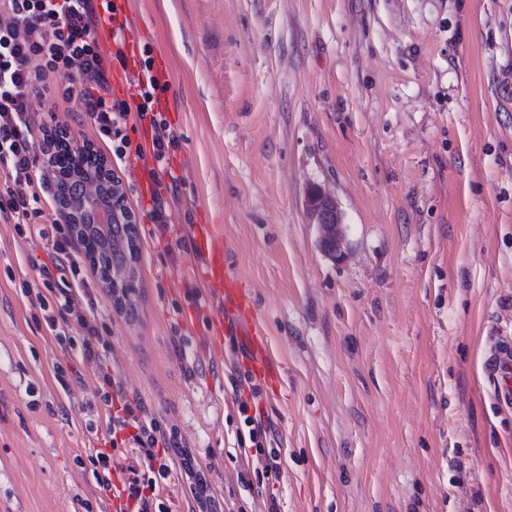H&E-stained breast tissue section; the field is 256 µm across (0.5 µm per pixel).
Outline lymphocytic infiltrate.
I'll return each instance as SVG.
<instances>
[{"instance_id": "lymphocytic-infiltrate-1", "label": "lymphocytic infiltrate", "mask_w": 512, "mask_h": 512, "mask_svg": "<svg viewBox=\"0 0 512 512\" xmlns=\"http://www.w3.org/2000/svg\"><path fill=\"white\" fill-rule=\"evenodd\" d=\"M98 0H0V14L7 23L0 25V169L6 174L0 192V216L11 220L18 234L52 237L50 264L41 265L38 276L48 295H36L48 329L57 338H66L70 326L83 333L82 360L98 365L101 399L104 404L120 401V411L108 420V448H97L88 460L95 479L104 489L112 487V449L127 442L137 450L131 477L125 483L134 503L132 512H165L159 499L160 481L167 478L169 466L156 452L158 443L167 442L147 409L130 401L118 378L103 370L107 342L97 324L83 312L76 300L69 276L76 266L69 255L72 240L63 233H48L35 224L43 216L41 195L47 192L50 173L34 174L36 147L29 102L32 97L54 92L72 103L91 119L99 137L110 141L112 153L122 159L133 151L127 131L129 116L149 121L154 159L164 164L175 139L162 115L159 99L163 88L151 77L152 59L141 62V101L129 106L112 95V65L123 62V53H104L99 42ZM38 60L30 69V60Z\"/></svg>"}]
</instances>
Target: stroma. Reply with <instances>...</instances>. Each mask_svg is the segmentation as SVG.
Returning <instances> with one entry per match:
<instances>
[{
    "mask_svg": "<svg viewBox=\"0 0 512 512\" xmlns=\"http://www.w3.org/2000/svg\"><path fill=\"white\" fill-rule=\"evenodd\" d=\"M126 29L164 54L183 119L159 233L135 160H113L138 231L136 313L117 312L71 251L110 369L177 429L215 512H512V406L483 373L512 339V0H136ZM111 158L89 118L31 103ZM343 216V260L318 244L309 184ZM220 225L282 364L258 396L278 477L246 465L248 388L225 343L201 351L177 285ZM50 241L0 219V512H105L86 461L105 406L83 336H51L23 284ZM69 372L67 385L54 377Z\"/></svg>",
    "mask_w": 512,
    "mask_h": 512,
    "instance_id": "stroma-1",
    "label": "stroma"
}]
</instances>
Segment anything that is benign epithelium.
<instances>
[{
  "label": "benign epithelium",
  "mask_w": 512,
  "mask_h": 512,
  "mask_svg": "<svg viewBox=\"0 0 512 512\" xmlns=\"http://www.w3.org/2000/svg\"><path fill=\"white\" fill-rule=\"evenodd\" d=\"M126 194L122 181L114 175L106 159H101L100 167L84 177L75 199H64L60 207V221L72 225V233L78 237L87 233L83 224V214H93L97 227H111L114 224H131L134 216L125 204ZM306 207L311 223L317 225L320 243L325 253L336 261L342 260L343 235L342 215L336 201L325 192L321 185L312 183L306 193ZM136 260H130L124 269L118 271L110 265L106 257L96 259V269L100 281L109 289L119 305L128 304L130 270Z\"/></svg>",
  "instance_id": "1"
}]
</instances>
